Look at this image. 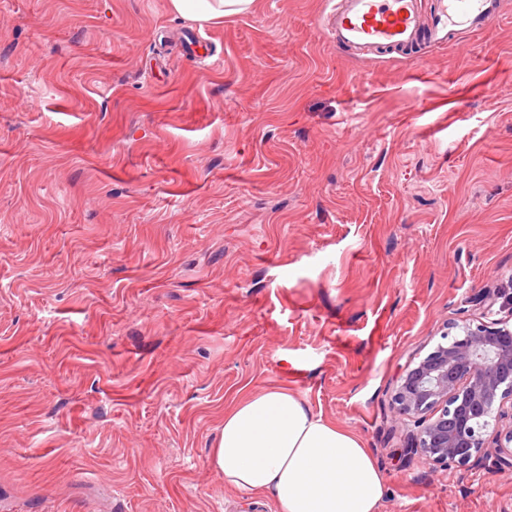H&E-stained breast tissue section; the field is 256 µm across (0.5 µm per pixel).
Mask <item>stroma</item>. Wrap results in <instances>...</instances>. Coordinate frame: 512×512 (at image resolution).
<instances>
[{"label":"stroma","mask_w":512,"mask_h":512,"mask_svg":"<svg viewBox=\"0 0 512 512\" xmlns=\"http://www.w3.org/2000/svg\"><path fill=\"white\" fill-rule=\"evenodd\" d=\"M325 8L0 0V512H276L208 464L273 387L363 440L380 512H512V473L400 467L388 407L512 305V0L385 55ZM170 3L179 16L206 23L246 12L252 8L254 0H170Z\"/></svg>","instance_id":"1"}]
</instances>
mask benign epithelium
Wrapping results in <instances>:
<instances>
[{"label":"benign epithelium","instance_id":"benign-epithelium-1","mask_svg":"<svg viewBox=\"0 0 512 512\" xmlns=\"http://www.w3.org/2000/svg\"><path fill=\"white\" fill-rule=\"evenodd\" d=\"M390 408L402 459L430 469L512 472V314L451 323L433 350L398 376Z\"/></svg>","mask_w":512,"mask_h":512}]
</instances>
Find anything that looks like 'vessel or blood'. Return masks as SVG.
<instances>
[{
	"label": "vessel or blood",
	"instance_id": "obj_1",
	"mask_svg": "<svg viewBox=\"0 0 512 512\" xmlns=\"http://www.w3.org/2000/svg\"><path fill=\"white\" fill-rule=\"evenodd\" d=\"M421 4L422 0H337L325 27L337 43L382 53L412 46L423 35L433 44H448L457 35L482 30L500 13V0H436L426 21Z\"/></svg>",
	"mask_w": 512,
	"mask_h": 512
}]
</instances>
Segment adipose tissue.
Wrapping results in <instances>:
<instances>
[{
  "instance_id": "ef3b65f1",
  "label": "adipose tissue",
  "mask_w": 512,
  "mask_h": 512,
  "mask_svg": "<svg viewBox=\"0 0 512 512\" xmlns=\"http://www.w3.org/2000/svg\"><path fill=\"white\" fill-rule=\"evenodd\" d=\"M200 23L250 10L254 0H170ZM225 484L270 494L277 512H379L384 477L353 434L314 414L295 394L270 388L225 415L209 457Z\"/></svg>"
}]
</instances>
